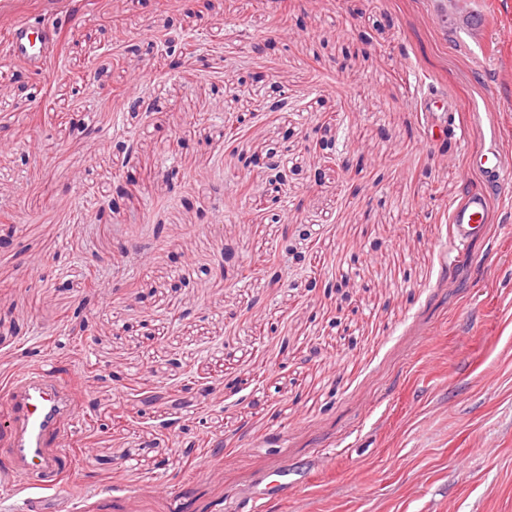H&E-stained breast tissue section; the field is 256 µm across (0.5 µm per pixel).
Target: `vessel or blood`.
<instances>
[{
  "instance_id": "obj_1",
  "label": "vessel or blood",
  "mask_w": 512,
  "mask_h": 512,
  "mask_svg": "<svg viewBox=\"0 0 512 512\" xmlns=\"http://www.w3.org/2000/svg\"><path fill=\"white\" fill-rule=\"evenodd\" d=\"M11 53L39 64L30 41V30L15 25ZM485 194L474 193L456 211L453 223L460 237L474 234L484 222ZM78 394L54 369L25 370L0 387V401L8 408L9 419L0 428L5 446L0 457L8 464V476L41 493L65 486L73 471L67 441L80 419Z\"/></svg>"
}]
</instances>
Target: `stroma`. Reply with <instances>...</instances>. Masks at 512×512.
Wrapping results in <instances>:
<instances>
[{
    "label": "stroma",
    "instance_id": "35a3bbf8",
    "mask_svg": "<svg viewBox=\"0 0 512 512\" xmlns=\"http://www.w3.org/2000/svg\"><path fill=\"white\" fill-rule=\"evenodd\" d=\"M14 23L50 36L38 70L0 48V380L83 384L50 512H512V179L469 168L512 157V0H0ZM169 36L195 45L175 70ZM283 149L271 224L240 185ZM487 208V197L483 193H473L468 196L464 204L455 212L453 224L457 234L468 237L474 234L484 224Z\"/></svg>",
    "mask_w": 512,
    "mask_h": 512
}]
</instances>
